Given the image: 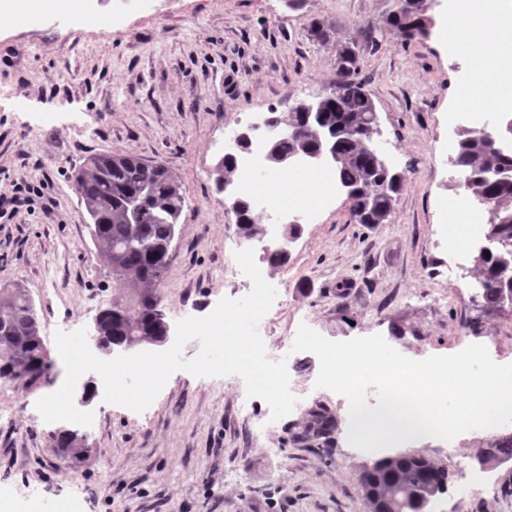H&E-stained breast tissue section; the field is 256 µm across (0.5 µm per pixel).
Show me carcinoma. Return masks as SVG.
I'll use <instances>...</instances> for the list:
<instances>
[{
  "label": "carcinoma",
  "instance_id": "1",
  "mask_svg": "<svg viewBox=\"0 0 512 512\" xmlns=\"http://www.w3.org/2000/svg\"><path fill=\"white\" fill-rule=\"evenodd\" d=\"M389 24L399 36L413 39L424 28L426 15L411 0H400ZM337 57L347 66L345 77L350 87L322 98L323 128L342 125L354 129L349 138L338 141L347 163L336 168V181L355 190L351 213L358 223L365 224L392 206L401 181L393 170L375 165L365 152L374 123V102L354 79L357 56L343 46ZM294 122L301 137L281 141L280 151L294 153L303 145L315 149L317 138L310 133L303 115L295 113ZM452 159L464 175L465 191L495 206L486 235L494 237L496 245L488 257L478 252L475 263L483 304L490 310L498 309L502 295L512 289V151L489 143L482 131L463 124ZM76 181L80 202L91 221V235L112 276L125 287L120 306L102 312L112 324V337L128 342L163 336L165 323L153 315L150 301L158 297L157 288L166 275V247L175 238L184 206L178 178L162 162L146 166L127 154L96 153L84 159ZM239 211L246 236L259 234L261 225L247 198H239ZM41 341L30 295L17 285L1 287L0 379L25 383L29 376L43 373ZM488 457L495 461L512 459V436H503L490 446ZM371 479L390 512H414L420 493L433 489L441 495L448 490L445 467L411 460L394 463L384 457L374 464Z\"/></svg>",
  "mask_w": 512,
  "mask_h": 512
}]
</instances>
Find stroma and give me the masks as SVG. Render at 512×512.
<instances>
[{
    "mask_svg": "<svg viewBox=\"0 0 512 512\" xmlns=\"http://www.w3.org/2000/svg\"><path fill=\"white\" fill-rule=\"evenodd\" d=\"M126 9L107 29L73 26L46 0L38 12L0 24V192L43 187L14 216L0 218V286L26 288L40 334L92 326L123 295L94 243L73 187L84 158L121 152L164 162L182 186L184 207L160 287L169 324L210 314L220 299L250 291L235 254L245 240L216 189L215 145L247 113L280 112L329 94L340 75L336 52L357 48L356 81L372 98L377 140L403 177L388 223L360 224L337 192L321 206L314 174L289 191L318 208L281 266L263 277L282 292L258 331L285 360L298 403L272 420L249 401L242 378L179 371L143 412L95 397L75 447L58 443L62 422L45 423L36 401L65 379L58 353L40 380L17 395L0 381V496L16 512L63 499L84 512H370L359 483L374 457L348 441L347 400L314 386L317 357L293 351L307 324L333 341L382 335L420 360L485 345L512 363V309L483 305L472 256L448 249L472 217L448 223L459 189L448 163L456 142L448 115L480 47L445 49L397 36L396 0H156ZM330 40L313 36L314 23ZM331 427L322 437L315 416ZM480 431L453 440L400 443L388 455H424L448 471V493L431 512H512V461L480 464Z\"/></svg>",
    "mask_w": 512,
    "mask_h": 512,
    "instance_id": "1",
    "label": "stroma"
}]
</instances>
